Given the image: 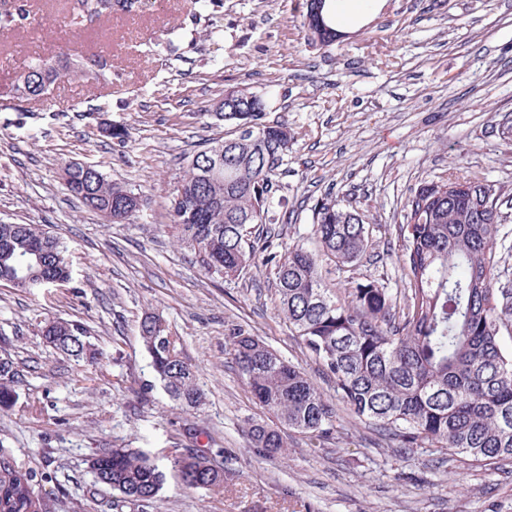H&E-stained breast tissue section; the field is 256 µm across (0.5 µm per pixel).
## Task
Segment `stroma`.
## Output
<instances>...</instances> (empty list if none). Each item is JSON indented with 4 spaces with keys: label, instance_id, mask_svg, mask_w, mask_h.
<instances>
[{
    "label": "stroma",
    "instance_id": "obj_1",
    "mask_svg": "<svg viewBox=\"0 0 512 512\" xmlns=\"http://www.w3.org/2000/svg\"><path fill=\"white\" fill-rule=\"evenodd\" d=\"M32 28L0 29V222L40 224L66 242L71 282L28 294L0 286V353L24 375L0 408V448L30 470L58 512H117L88 461L139 448L166 480L153 512H512V465L468 467L452 451L396 452L355 420L294 340L274 293L269 254L308 244L313 207L331 193L363 213L370 247L326 279H376L403 290L398 226L411 191L478 178L512 205V0H383L322 46L308 43L305 0H142L73 26L69 0H27ZM106 61L45 98L13 94L37 58ZM261 96L287 124L272 236H253L254 264L209 274L170 229L171 193L187 154L223 134L226 86ZM129 128L118 143L102 124ZM95 166L139 192L131 220L108 222L67 190L66 164ZM161 315L181 340L204 399L177 404L156 381L140 323ZM84 324L100 351L78 363L46 342L53 319ZM261 336L299 363L336 410L323 437L289 433L275 458L250 449L247 419L266 420L236 373L227 336ZM208 451L224 487L186 488L169 457Z\"/></svg>",
    "mask_w": 512,
    "mask_h": 512
}]
</instances>
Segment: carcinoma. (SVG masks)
Masks as SVG:
<instances>
[{
    "label": "carcinoma",
    "instance_id": "carcinoma-1",
    "mask_svg": "<svg viewBox=\"0 0 512 512\" xmlns=\"http://www.w3.org/2000/svg\"><path fill=\"white\" fill-rule=\"evenodd\" d=\"M115 0H70V16L110 18ZM24 93L71 74L93 75L81 58L63 64L39 58L30 67ZM255 94L224 90L220 103L229 130L206 146L223 151L189 156L187 171L171 200L177 241L200 258L205 270L232 276L255 260L251 225L264 224L274 206V177L291 136L264 120ZM67 190L90 212L140 208V196L100 170L69 172ZM445 179L427 182L407 198L398 227L407 270L403 305L377 281L347 282L342 294L326 287L322 262L353 268L369 248V225L354 209L325 194L314 206L315 248L300 244L274 262L273 285L280 310L300 345L332 381L351 414L398 447L423 444L451 450L465 465L512 464V288L493 275L497 249L505 246L507 214L491 186L473 184L456 196ZM507 247V246H505ZM512 251V246L507 247ZM67 247L39 224H0V285L30 293L71 279ZM140 335L156 380L168 396L188 407L202 401L192 366L181 356L180 338L164 320L148 315ZM43 336L75 360L91 358L90 330L52 320ZM238 375L270 422L252 421L248 434L257 452L281 456L288 431L321 436L336 412L304 369L279 355L261 337L242 328L229 342ZM24 382L8 356L0 357V406L7 407ZM173 464L189 488L224 486V472L210 467L204 452H175ZM97 478L116 493V506L146 509L165 481L159 466L136 448H112L89 460ZM0 512H55L53 500L36 491L35 476L17 464H0Z\"/></svg>",
    "mask_w": 512,
    "mask_h": 512
}]
</instances>
